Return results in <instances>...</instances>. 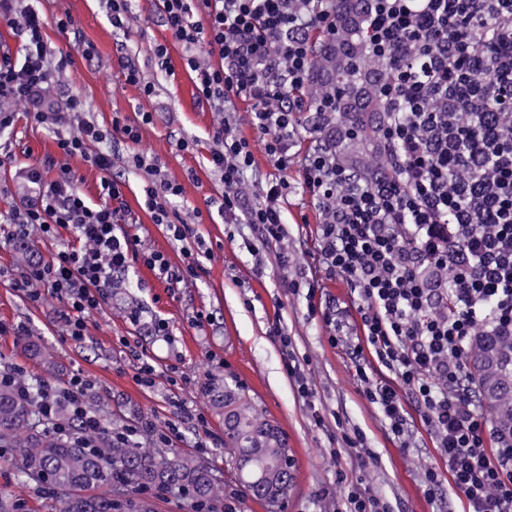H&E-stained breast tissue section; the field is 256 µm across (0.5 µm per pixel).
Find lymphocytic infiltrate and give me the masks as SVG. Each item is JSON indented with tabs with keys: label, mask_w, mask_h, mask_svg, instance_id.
Instances as JSON below:
<instances>
[{
	"label": "lymphocytic infiltrate",
	"mask_w": 512,
	"mask_h": 512,
	"mask_svg": "<svg viewBox=\"0 0 512 512\" xmlns=\"http://www.w3.org/2000/svg\"><path fill=\"white\" fill-rule=\"evenodd\" d=\"M165 24L184 48L185 67L200 98L222 104L231 97L253 100L250 123L265 136L264 149L277 174L260 187V202L246 205L244 171L253 156L248 141L227 129L237 115L225 113L210 151L224 181L221 208L258 225L265 241L278 243L276 261L287 267L281 203L283 174L301 162L303 185L318 204V266L356 292L360 335L345 332L331 312L333 345L346 350L353 378L381 410L392 434L409 443L413 430L403 406L411 398L446 461L445 469L413 458L425 494L436 499L444 484L462 496L468 512H512V430H491L480 413L481 392L465 359L479 336L512 337V63L503 62L494 81L481 80L493 44L512 42V0H370L367 50L388 64L392 83L385 96V154L391 176L371 184L340 166L329 145L296 159L292 148L301 103L288 89L303 88L313 64L309 31H335V0H162ZM497 30L466 45L447 42L485 16ZM24 47L23 64L0 48V131L13 127L18 112L50 125L55 152L22 168L30 203L1 215L9 224L33 225L47 238L59 229L73 233L51 261H33L18 273L31 299L50 292L63 303L67 336L82 341L87 318L106 301L115 275L129 269L139 239L117 233L125 221L123 181L112 177V142L136 143L140 126L113 117L105 126L84 117V102L70 95L66 111L49 109L65 81L69 55H54L45 22L26 0H0V20ZM438 33L443 45L418 42L420 32ZM217 52L219 64L201 60L200 46ZM467 94L473 104L501 110L499 123L480 131L478 113L421 112L413 99L442 101ZM102 172L101 203L88 204L76 188L73 161ZM131 164L146 174L144 205L154 223L182 242L191 224L172 205L179 183L160 181L141 154ZM467 178L455 176L458 167ZM371 350L373 363L363 352ZM89 383L73 376L65 386H44L42 413L66 405L79 434L101 427L88 411ZM338 512H390L370 491L367 461L357 473L336 469V485L323 490Z\"/></svg>",
	"instance_id": "f902f5d3"
}]
</instances>
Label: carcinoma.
Listing matches in <instances>:
<instances>
[{"label":"carcinoma","instance_id":"carcinoma-1","mask_svg":"<svg viewBox=\"0 0 512 512\" xmlns=\"http://www.w3.org/2000/svg\"><path fill=\"white\" fill-rule=\"evenodd\" d=\"M336 33L315 56L307 86L319 128L332 133L341 164L372 182L389 170L383 153L386 106L380 97L387 65L365 52V0H335ZM472 379L499 430L512 428V341L479 336L471 353ZM43 379L25 385L0 383V448H19V478L63 494L61 512H124L110 487L132 495L151 489H179L202 512H224V488L202 457L170 448L156 454L134 441L117 444L107 426L90 434L95 447L57 432L77 422L40 414ZM204 395L224 419V454L236 471L240 491L265 505L281 502L293 478V461L283 432L266 419L237 383L212 378ZM108 487L99 494L88 490Z\"/></svg>","mask_w":512,"mask_h":512}]
</instances>
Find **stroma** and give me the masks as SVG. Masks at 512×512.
<instances>
[{
    "instance_id": "1",
    "label": "stroma",
    "mask_w": 512,
    "mask_h": 512,
    "mask_svg": "<svg viewBox=\"0 0 512 512\" xmlns=\"http://www.w3.org/2000/svg\"><path fill=\"white\" fill-rule=\"evenodd\" d=\"M32 4L47 21L51 47L72 56L66 87L84 99L87 116L106 126L117 116L141 128L139 143L116 145L112 169L126 183L130 233L138 234L142 246L163 252L177 268L187 264V252H195L198 268L196 276L162 282L140 260L131 261L128 272L119 277V287L89 316L86 339L76 342L63 331V306L57 299L46 295L35 302L15 285L24 253L50 261L59 243L72 240V233L62 230L54 241L28 227V249L23 252L12 240L15 225L0 223V323L25 326L56 357L62 366L56 384L76 374L89 380L93 411L110 431L120 432L144 418L157 433L173 432V447L209 462L237 512L267 510L239 491L224 464V422L210 410L202 393L203 383L212 375L239 381L255 407L286 434L294 480L285 512H330L332 505L320 492L335 479V455L348 460L360 455L359 449L344 446L336 427L340 420L360 429L375 455L370 463L374 495L403 512H460L462 505L448 486L442 502H428L420 473L410 464L414 453L428 464H444L415 405L404 404L414 425L412 446L407 449L394 440L378 407L353 380L349 358L329 343L330 327L321 316L308 313L309 304L341 302L348 319H355L357 295L337 278L324 279L311 301L305 291H289L286 283L293 273L277 266L276 246L261 244L253 225L219 212L224 184L209 162L213 138L222 112L252 111L253 101L234 97L218 107L198 98L182 46L164 26L160 0H132L133 19L124 32L112 29L104 0H32ZM64 15L72 18L76 38L58 31L55 20ZM83 42L95 46L94 57L81 54L78 46ZM158 42L170 47L169 68H162L153 55ZM128 59L154 84L153 97H144L138 86L126 82L122 63ZM145 112L153 115L152 124L146 126L141 123ZM231 132L250 143L253 164L246 182L251 190H258L261 182L276 174L264 150V137L243 121ZM182 137L195 140L194 151L177 149ZM135 152L147 154L162 176L182 184L175 207L192 222L193 239L174 241L165 227L153 224L142 199L145 173L127 165ZM285 178L288 249L298 267H312L321 211L303 188L301 165H293ZM276 318L299 355L309 360L311 398L300 396L283 366L281 343L267 333L269 321ZM158 321L166 323L167 335L148 334V326ZM144 362L155 369L150 386L137 377ZM20 465L19 449L0 448V491L12 494L18 512H58L57 497L45 494L35 483L18 480Z\"/></svg>"
}]
</instances>
